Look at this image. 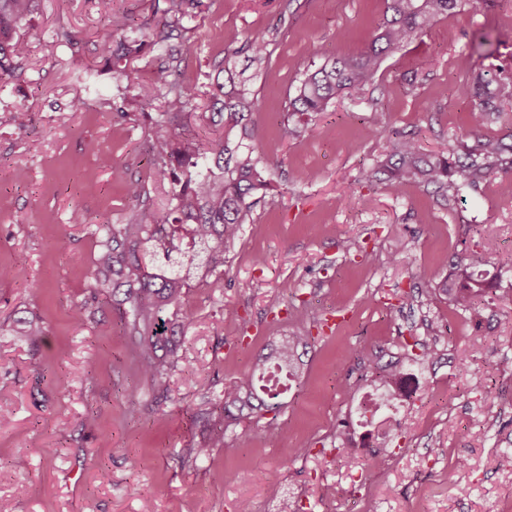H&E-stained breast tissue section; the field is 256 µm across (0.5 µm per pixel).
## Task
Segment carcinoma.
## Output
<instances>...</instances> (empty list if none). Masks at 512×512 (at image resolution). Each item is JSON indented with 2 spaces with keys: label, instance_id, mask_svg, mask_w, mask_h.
<instances>
[{
  "label": "carcinoma",
  "instance_id": "obj_1",
  "mask_svg": "<svg viewBox=\"0 0 512 512\" xmlns=\"http://www.w3.org/2000/svg\"><path fill=\"white\" fill-rule=\"evenodd\" d=\"M33 2L0 0V78L15 76L27 57V44L17 38V31L30 15ZM461 5L462 0H384L383 19L366 50L353 57L334 56L307 71L295 95L288 97L287 116L320 112L344 92L371 83L384 56L402 49L439 18L457 13ZM199 6L201 0H163L156 6L160 19L151 38L152 47L166 53L167 66L160 79L157 131L149 151L155 173L170 184L169 203L153 212L134 207L124 223L100 226L91 297L71 307L72 320L82 325L94 316L93 302L98 296H112V309L134 340L138 371L157 386L180 361L181 337L192 322L182 299L194 272H224V254L234 247L241 226L252 217L253 204L248 198L266 188L250 146L239 142L232 147L222 138L205 143L188 123L195 97L181 62L194 47L182 42L173 48L168 41ZM133 23L130 13H113L100 41L101 53L118 60L139 56V40L125 39L117 46L113 40L114 34L127 31ZM269 46L264 39L245 38L240 48L224 49L220 71L234 81V57L239 50L248 51L253 63L262 66L269 61ZM218 90L210 121L224 116L239 121L259 111L248 89L234 85L226 91L220 84ZM460 93L480 100L479 111L473 113V126L478 129L486 113L497 111L486 96L512 104V77L497 69L487 70L462 86ZM375 128L387 135L389 151L368 178H383L392 193L411 183L448 190L474 188L506 162L504 154H512V145L484 137L464 159L452 161L450 156L458 153L454 147L426 153L415 140L394 135L383 122ZM486 285V274L459 261L451 280L443 282L439 291L454 308L474 310ZM310 340L299 333L261 356L256 366L259 375H248L224 389V413L278 408L274 399L280 392L266 376L272 372L285 380L295 377L300 370L298 348L308 346Z\"/></svg>",
  "mask_w": 512,
  "mask_h": 512
}]
</instances>
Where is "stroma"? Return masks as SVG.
Here are the masks:
<instances>
[{
  "label": "stroma",
  "mask_w": 512,
  "mask_h": 512,
  "mask_svg": "<svg viewBox=\"0 0 512 512\" xmlns=\"http://www.w3.org/2000/svg\"><path fill=\"white\" fill-rule=\"evenodd\" d=\"M177 30L193 43L185 77L207 111L223 46L219 34L270 40L265 69L237 58L260 110L251 144L270 186L224 256V273L197 277L183 298L193 324L179 364L156 387L134 365L130 339L100 299L83 326L70 308L90 293L95 229L122 223L140 181L141 209L164 207L170 186L148 162L152 124L118 121L121 90L153 98L164 62L151 51L116 80L99 50L111 13L158 21L153 0H38L20 34L28 56L0 82V512H512V196L504 171L451 195L432 185L388 192L367 175L387 151L374 128L435 151L512 134V108L470 132L477 102L459 87L488 68L512 73V0H466L456 14L387 56L373 84L324 111L286 118L307 70L364 50L382 0H206ZM489 43L479 46V36ZM83 111L70 108L74 95ZM22 108L29 126L7 117ZM293 127L284 135L283 126ZM110 156L117 178L103 169ZM86 221L74 223L73 213ZM408 249L398 253L399 242ZM497 275L478 310L423 289L455 261ZM43 323L35 340L18 336ZM315 338L276 414L225 416L224 390L270 345ZM441 337L452 364L425 371L383 465L337 455L336 420L367 388L368 355L409 357L414 340ZM221 443L209 455L196 447ZM232 481H225V474Z\"/></svg>",
  "instance_id": "1"
}]
</instances>
